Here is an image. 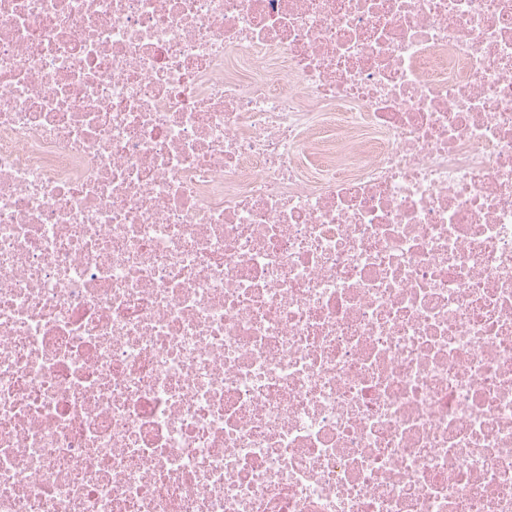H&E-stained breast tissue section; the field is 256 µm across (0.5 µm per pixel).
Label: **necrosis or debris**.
<instances>
[{"label":"necrosis or debris","instance_id":"necrosis-or-debris-1","mask_svg":"<svg viewBox=\"0 0 512 512\" xmlns=\"http://www.w3.org/2000/svg\"><path fill=\"white\" fill-rule=\"evenodd\" d=\"M0 512H512V0H0Z\"/></svg>","mask_w":512,"mask_h":512}]
</instances>
